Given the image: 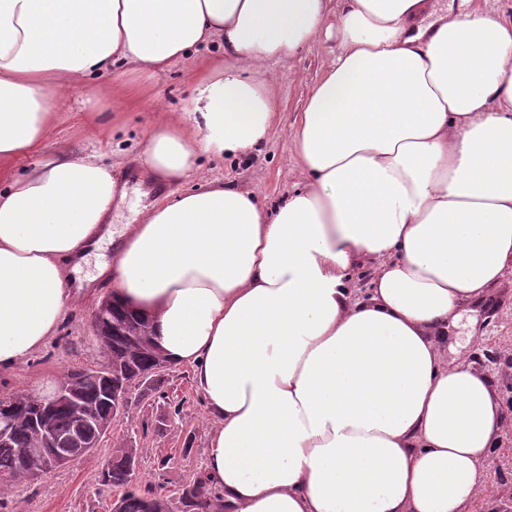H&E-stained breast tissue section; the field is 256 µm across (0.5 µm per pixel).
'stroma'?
I'll list each match as a JSON object with an SVG mask.
<instances>
[{
  "instance_id": "obj_1",
  "label": "stroma",
  "mask_w": 512,
  "mask_h": 512,
  "mask_svg": "<svg viewBox=\"0 0 512 512\" xmlns=\"http://www.w3.org/2000/svg\"><path fill=\"white\" fill-rule=\"evenodd\" d=\"M340 50L338 36H319L296 56L269 67L278 106L274 124L258 151L248 156L217 159L201 154L198 170L167 184L174 199L201 179H219L252 190L266 212L282 203L288 192L304 186L290 138L291 127L313 84L331 66ZM211 55L199 49L193 59L173 63L159 74L143 95L120 111H113L109 88L123 82L121 68L93 79L94 95L76 93L57 101L59 121L43 146L44 152L65 150L75 155L96 154L112 166L117 182L138 169L155 122L164 112L189 109L199 88L194 70ZM112 248L91 254L81 276L95 277L89 297L78 303L48 346L13 373L0 376V398L28 394L65 374L102 364L101 349L92 322L99 303L112 292L111 281L98 278L97 265L110 259ZM443 351L451 360L463 359L488 376L501 405L502 420L489 451L490 476L481 492L463 512H512V276L506 277L481 303L465 306L457 325L448 332ZM168 399L132 404L116 423L102 448L42 478L15 484L7 492L12 512H112L114 496L101 490L98 472L113 449H137V475L142 481L162 483L176 494L193 473L202 471L210 419L189 368L169 375ZM183 405L172 416V403Z\"/></svg>"
}]
</instances>
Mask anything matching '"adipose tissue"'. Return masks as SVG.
I'll return each instance as SVG.
<instances>
[{"label": "adipose tissue", "mask_w": 512, "mask_h": 512, "mask_svg": "<svg viewBox=\"0 0 512 512\" xmlns=\"http://www.w3.org/2000/svg\"><path fill=\"white\" fill-rule=\"evenodd\" d=\"M333 15L341 51L291 130L307 182L274 214L205 179L118 230L124 193L95 154L8 171L89 78L124 66L117 107L213 43L142 173L176 181L200 153L257 150L270 63ZM105 239L113 296L192 370L214 420L204 472L229 512H461L501 413L440 340L512 273V20L429 0H0V375L56 336L83 298L71 271Z\"/></svg>", "instance_id": "obj_1"}]
</instances>
